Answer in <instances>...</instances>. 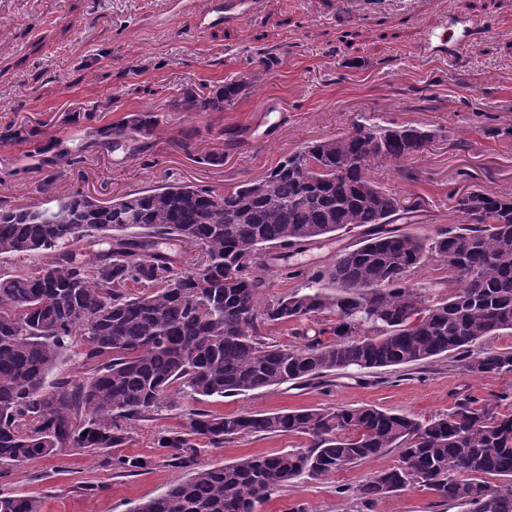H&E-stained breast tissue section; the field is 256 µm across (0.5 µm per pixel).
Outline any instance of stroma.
<instances>
[{"label": "stroma", "mask_w": 512, "mask_h": 512, "mask_svg": "<svg viewBox=\"0 0 512 512\" xmlns=\"http://www.w3.org/2000/svg\"><path fill=\"white\" fill-rule=\"evenodd\" d=\"M208 0H0V206L42 205L80 191L100 200L186 182L219 191L265 174L312 140L333 139L364 121L418 125L435 133L415 159L369 165L408 208L394 231L434 236L459 223L451 197L463 191L512 195V0H259L240 20L198 29ZM479 24L455 63L420 57L423 32L447 11ZM279 61L264 69L258 50ZM245 91L221 112H172L183 87ZM148 112L158 126L149 151H113L91 128ZM194 128L190 148L180 132ZM79 164L54 163L60 148ZM223 162H205L206 154ZM412 178H405L403 170ZM336 233L267 253L272 299L300 288L361 240ZM302 273L282 278L279 266ZM512 390V372L470 375L441 357L397 371L346 373L327 384H284L247 397L203 402L220 413L372 406L418 419L460 399ZM190 402L128 423L124 454L151 458L145 472L119 475L104 455L64 448L32 463L0 465V489L40 500L41 512H129L184 478L155 437L185 426ZM309 438L251 435L201 448L198 466L307 447ZM398 461L391 451L330 476L275 492L258 512H361L367 478ZM100 486L87 496L84 484ZM375 512H459L419 489L398 492Z\"/></svg>", "instance_id": "35a3bbf8"}]
</instances>
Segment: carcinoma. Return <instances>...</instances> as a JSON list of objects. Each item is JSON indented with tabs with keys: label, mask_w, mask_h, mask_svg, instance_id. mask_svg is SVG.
<instances>
[{
	"label": "carcinoma",
	"mask_w": 512,
	"mask_h": 512,
	"mask_svg": "<svg viewBox=\"0 0 512 512\" xmlns=\"http://www.w3.org/2000/svg\"><path fill=\"white\" fill-rule=\"evenodd\" d=\"M245 88L214 95L191 88L176 112H221ZM133 114L112 128L118 149L150 133ZM436 133L413 125L356 124L309 142L261 181L222 193L168 184L109 205L80 191L49 207L0 208V256L39 263L0 269V464L23 465L62 448L107 453L128 439L123 421L145 419L175 399L246 396L320 383L338 371L410 367L452 356L471 374L512 372V347L481 341L512 335V198L457 196L464 222L430 239L381 231L400 219L396 195L368 176L371 161L403 162ZM360 245L304 285L270 300L260 273L266 249L302 246L367 225ZM157 239L192 245L199 261L149 252ZM81 243L84 251L70 246ZM448 275L414 283L429 261ZM273 322L294 325V345L267 341ZM78 362L61 369L71 356ZM187 426L157 447L188 476L130 512H256L269 496L396 450L399 464L364 484L366 509L421 488L463 512H512V401L464 398L428 420L373 407H308L269 413L191 408ZM310 438L307 449L196 468L199 443L246 434ZM116 473L153 461L114 454ZM503 480L492 485L487 477ZM0 512H40L30 496L0 491Z\"/></svg>",
	"instance_id": "cac0c4a2"
}]
</instances>
